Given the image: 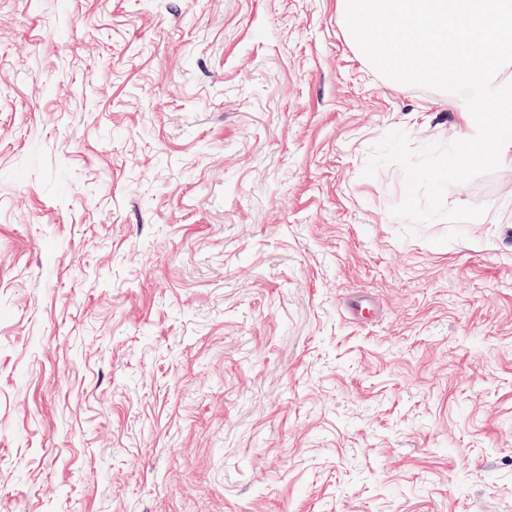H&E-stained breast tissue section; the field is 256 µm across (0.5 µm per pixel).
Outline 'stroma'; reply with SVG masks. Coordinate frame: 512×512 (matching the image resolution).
Here are the masks:
<instances>
[{
    "label": "stroma",
    "instance_id": "stroma-1",
    "mask_svg": "<svg viewBox=\"0 0 512 512\" xmlns=\"http://www.w3.org/2000/svg\"><path fill=\"white\" fill-rule=\"evenodd\" d=\"M464 106L335 0H0V512H512V165L443 245L363 174Z\"/></svg>",
    "mask_w": 512,
    "mask_h": 512
}]
</instances>
